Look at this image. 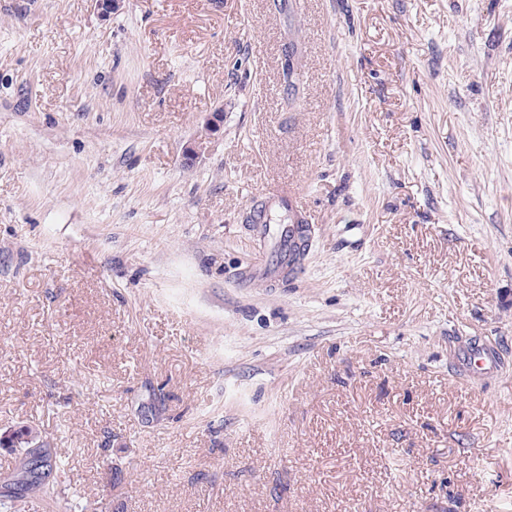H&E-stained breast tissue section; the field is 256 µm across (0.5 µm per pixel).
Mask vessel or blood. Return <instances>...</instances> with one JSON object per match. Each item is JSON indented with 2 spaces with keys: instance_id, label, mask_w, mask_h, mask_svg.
Returning a JSON list of instances; mask_svg holds the SVG:
<instances>
[{
  "instance_id": "obj_1",
  "label": "vessel or blood",
  "mask_w": 512,
  "mask_h": 512,
  "mask_svg": "<svg viewBox=\"0 0 512 512\" xmlns=\"http://www.w3.org/2000/svg\"><path fill=\"white\" fill-rule=\"evenodd\" d=\"M275 209L290 216L289 222L276 230L271 229L268 219ZM250 220L254 234L260 240H272L273 245L254 263L239 271V280L245 284L255 279L273 282L296 274L300 268L296 250L302 236L309 233L307 210L299 196L278 187L269 188L260 203L253 205Z\"/></svg>"
}]
</instances>
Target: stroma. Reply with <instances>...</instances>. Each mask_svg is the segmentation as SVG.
I'll use <instances>...</instances> for the list:
<instances>
[{"mask_svg":"<svg viewBox=\"0 0 512 512\" xmlns=\"http://www.w3.org/2000/svg\"><path fill=\"white\" fill-rule=\"evenodd\" d=\"M274 184L308 248L243 286ZM20 426L23 512H512V0H0ZM222 118V112H214L211 122L204 128V131L186 148L184 154L185 164L192 165L201 156L205 149L206 140L209 139L210 135L220 126ZM18 431L31 436L29 441L21 442L19 448H15L20 441L15 431L0 435L1 447L11 448L16 455L13 468L0 483L1 512H16L17 503L28 495L51 494L65 468V462L48 441L29 427H21Z\"/></svg>","mask_w":512,"mask_h":512,"instance_id":"obj_1","label":"stroma"}]
</instances>
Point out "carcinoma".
Instances as JSON below:
<instances>
[{
	"label": "carcinoma",
	"mask_w": 512,
	"mask_h": 512,
	"mask_svg": "<svg viewBox=\"0 0 512 512\" xmlns=\"http://www.w3.org/2000/svg\"><path fill=\"white\" fill-rule=\"evenodd\" d=\"M19 431L31 439L14 449L15 464L0 482V512H16L17 503L28 495L53 492L65 468V462L48 441L28 427Z\"/></svg>",
	"instance_id": "carcinoma-1"
}]
</instances>
